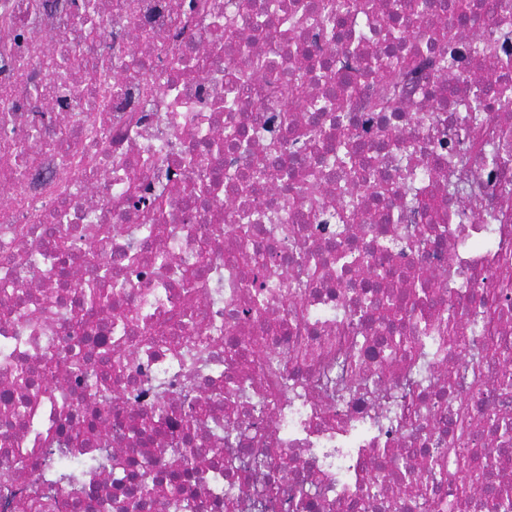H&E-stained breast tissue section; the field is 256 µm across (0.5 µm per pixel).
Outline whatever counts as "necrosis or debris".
<instances>
[{
  "label": "necrosis or debris",
  "mask_w": 512,
  "mask_h": 512,
  "mask_svg": "<svg viewBox=\"0 0 512 512\" xmlns=\"http://www.w3.org/2000/svg\"><path fill=\"white\" fill-rule=\"evenodd\" d=\"M339 2L196 0L188 12L183 0H99L87 18L81 0H0V473L26 466L0 481V512L23 495L69 512L63 471L84 473L111 512H415L411 477L447 447L466 399L480 418L467 447L512 482V440L487 419L512 420V391L493 367L475 398L440 375L480 336L512 357V109L497 107L512 92V0H466L463 27L442 0L404 16L403 0H358L324 26ZM490 7L499 25L481 24ZM87 27L96 67L71 61L29 100ZM453 27L501 45L500 65L466 53L436 67L434 38ZM389 55L426 68L401 81L397 109L375 111L382 83L365 62ZM293 85L307 101L297 110ZM349 137L356 180L336 153ZM144 192L164 201L161 223L131 207ZM344 202L362 223H337ZM373 279L398 313L366 304ZM84 282L128 319L87 306ZM257 297L260 315L236 320ZM451 309V338L418 340L435 372L384 360L378 337ZM72 347L77 371L63 361ZM105 355L123 369L102 393ZM360 376L369 392L326 388ZM152 416L159 432L132 441ZM186 451L198 478L175 499L165 477ZM380 453L392 476L374 491L363 472Z\"/></svg>",
  "instance_id": "obj_1"
}]
</instances>
